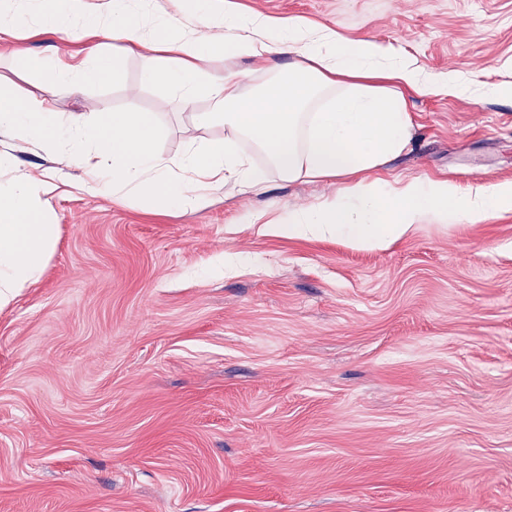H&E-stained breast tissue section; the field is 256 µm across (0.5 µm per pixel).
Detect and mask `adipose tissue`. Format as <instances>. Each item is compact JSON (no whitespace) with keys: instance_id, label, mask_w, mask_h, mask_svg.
Instances as JSON below:
<instances>
[{"instance_id":"1","label":"adipose tissue","mask_w":512,"mask_h":512,"mask_svg":"<svg viewBox=\"0 0 512 512\" xmlns=\"http://www.w3.org/2000/svg\"><path fill=\"white\" fill-rule=\"evenodd\" d=\"M43 30L74 40H108L113 50L140 51L145 82L167 86L184 106L205 98L214 111L195 113L198 125H223L218 143H189L176 155L158 148L160 128L150 112H114L99 123L74 115L60 123L49 90L78 91L109 69L47 63L40 72L44 96L17 97L0 84V132L80 163L78 189L151 210H198L225 185L264 191L269 174L280 180L345 179L332 196L278 220L291 239L339 237L360 249H378L410 236L425 217L439 224H482L512 211V182L468 189L448 180L415 179L399 187L367 182L365 175L401 154L411 141L405 94L512 100V85L475 86L454 74L422 69L391 46L345 41L335 29L304 18L277 21L240 15L219 0H175L180 17L157 23L144 36L138 0H28ZM290 56L280 69L278 56ZM243 58L266 63L269 78L246 90L233 69ZM223 60L215 72L212 60ZM248 141L264 154L255 166L239 148ZM0 187V309L41 278L56 251L51 187L35 185L31 172L10 165Z\"/></svg>"}]
</instances>
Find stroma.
Here are the masks:
<instances>
[{"instance_id":"obj_1","label":"stroma","mask_w":512,"mask_h":512,"mask_svg":"<svg viewBox=\"0 0 512 512\" xmlns=\"http://www.w3.org/2000/svg\"><path fill=\"white\" fill-rule=\"evenodd\" d=\"M301 16L436 73L512 85V0H228ZM89 43L0 41V80ZM413 139L381 183L512 181V103L409 95ZM62 117L155 113L160 149L219 142L140 57L60 89ZM56 177V251L0 311V512H512V212L423 221L388 248L290 239L261 221L333 194L226 186L197 212L119 206L69 187L65 158L8 136Z\"/></svg>"}]
</instances>
